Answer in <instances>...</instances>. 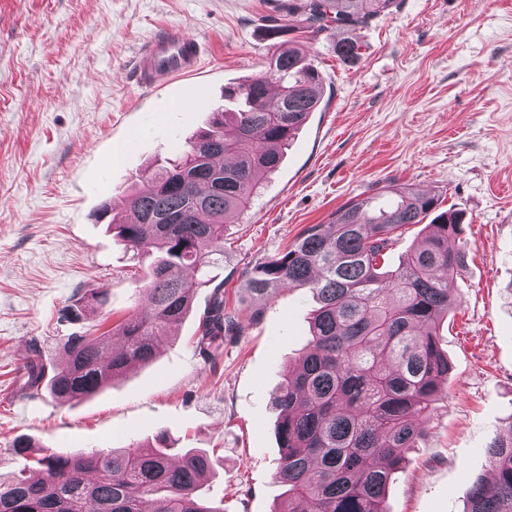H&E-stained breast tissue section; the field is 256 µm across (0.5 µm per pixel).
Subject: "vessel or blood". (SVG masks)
<instances>
[{"instance_id": "b4317fda", "label": "vessel or blood", "mask_w": 512, "mask_h": 512, "mask_svg": "<svg viewBox=\"0 0 512 512\" xmlns=\"http://www.w3.org/2000/svg\"><path fill=\"white\" fill-rule=\"evenodd\" d=\"M202 43L187 34H170L150 39L141 54L136 80L156 86L178 75L194 71L201 59Z\"/></svg>"}]
</instances>
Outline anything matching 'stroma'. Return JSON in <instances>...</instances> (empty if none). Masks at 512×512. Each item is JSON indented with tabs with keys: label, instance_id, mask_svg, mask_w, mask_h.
<instances>
[{
	"label": "stroma",
	"instance_id": "1",
	"mask_svg": "<svg viewBox=\"0 0 512 512\" xmlns=\"http://www.w3.org/2000/svg\"><path fill=\"white\" fill-rule=\"evenodd\" d=\"M287 24L274 0H0V473H28L21 434L70 454L143 442L211 453L206 496L224 512H274L284 489L274 396L309 338L316 298L284 288L242 336L205 360L196 349L209 289L149 365L63 404L18 393L20 347L40 341L63 361L64 316L86 289L109 301L88 324L111 332L132 314L148 259L126 253L96 214L126 206L148 176L207 128L224 88L264 70L268 28ZM198 37L197 69L166 84L136 81L145 42ZM305 38L323 75L320 105L262 182L248 213L224 226L210 274L229 309L245 311L246 273L353 200L407 184L464 215L461 305L439 323L453 366L448 395L387 490L388 512H462L491 474L487 446L512 419V0H396L356 28ZM205 100L179 111L189 87Z\"/></svg>",
	"mask_w": 512,
	"mask_h": 512
}]
</instances>
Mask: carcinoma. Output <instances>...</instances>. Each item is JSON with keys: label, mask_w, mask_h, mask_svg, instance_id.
<instances>
[{"label": "carcinoma", "mask_w": 512, "mask_h": 512, "mask_svg": "<svg viewBox=\"0 0 512 512\" xmlns=\"http://www.w3.org/2000/svg\"><path fill=\"white\" fill-rule=\"evenodd\" d=\"M393 2L288 0L285 9L316 36L366 24ZM281 33L272 29L277 42L268 68L224 89V111L130 191L122 215L102 206L99 217L112 216L108 226L132 257L153 256L136 311L113 330L120 349L110 352L103 334L76 332L65 338V363L57 366L35 340L17 367L20 390L45 386L64 404L90 397L151 363L189 313L194 288L211 282L204 269L224 258L228 217L247 211L262 178L279 167L285 146L319 107L322 73ZM335 53L350 64L360 47L345 36ZM220 155L237 166L216 164ZM438 207L435 196L390 185L339 209L328 224L309 226L287 251L248 271L251 322L283 287L306 288L319 302L309 342L275 398V479L286 498L274 512H386L389 482L425 435L453 370L436 325L459 306L453 275L466 252L451 241L463 215ZM432 212L424 241L396 269L379 268L395 232ZM187 272L201 277L193 282ZM200 328L197 347L209 358L244 329L225 310L219 285ZM488 454L493 479L472 485L464 512H512V421L493 434ZM35 464L30 477L0 475V512H223L200 496L213 469L203 451L171 454L139 444L68 456L44 448Z\"/></svg>", "instance_id": "cac0c4a2"}]
</instances>
